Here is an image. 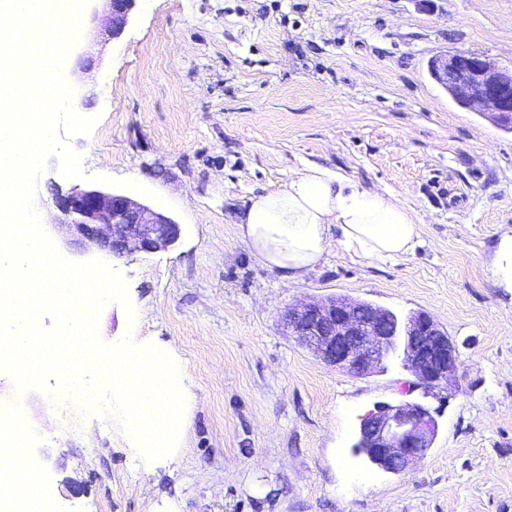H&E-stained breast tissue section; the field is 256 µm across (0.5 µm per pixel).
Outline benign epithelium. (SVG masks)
I'll use <instances>...</instances> for the list:
<instances>
[{"label":"benign epithelium","instance_id":"7a95c632","mask_svg":"<svg viewBox=\"0 0 512 512\" xmlns=\"http://www.w3.org/2000/svg\"><path fill=\"white\" fill-rule=\"evenodd\" d=\"M112 36L127 24L136 0H103ZM431 77L461 106L512 130V67L453 49L433 57ZM55 229L65 243L117 258L171 246L180 227L170 217L126 194L54 187ZM282 322L299 345L354 376L386 368L392 358L414 378L412 387L437 396L455 382L462 362L448 333L424 311L401 319L393 311L343 297L302 300ZM437 422L421 403H380L360 420L356 447L378 468L405 475L432 447Z\"/></svg>","mask_w":512,"mask_h":512}]
</instances>
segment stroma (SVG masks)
<instances>
[{"instance_id":"1","label":"stroma","mask_w":512,"mask_h":512,"mask_svg":"<svg viewBox=\"0 0 512 512\" xmlns=\"http://www.w3.org/2000/svg\"><path fill=\"white\" fill-rule=\"evenodd\" d=\"M102 10L89 0L64 69L94 121L71 140L82 175L49 160L35 206L66 260L126 283L99 341L173 353L194 402L174 450L150 460L109 405L65 417L57 376L19 396L0 372L29 497L52 512H512V286L497 253L512 236V131L459 107L428 68L455 47L512 65V0H137L115 37L89 23ZM307 163L398 194L415 251L383 264L332 247L296 282L262 265L237 217ZM53 183L134 192L180 237L123 258L77 252L54 234ZM330 296L427 312L458 348L460 390L408 475L353 446L375 404L420 399L410 374L350 375L283 328L289 305Z\"/></svg>"}]
</instances>
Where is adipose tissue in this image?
<instances>
[{
	"label": "adipose tissue",
	"mask_w": 512,
	"mask_h": 512,
	"mask_svg": "<svg viewBox=\"0 0 512 512\" xmlns=\"http://www.w3.org/2000/svg\"><path fill=\"white\" fill-rule=\"evenodd\" d=\"M237 234L282 279H304L329 247L377 261H397L419 244L412 212L393 193L364 189L317 164L275 190L253 196Z\"/></svg>",
	"instance_id": "1"
}]
</instances>
